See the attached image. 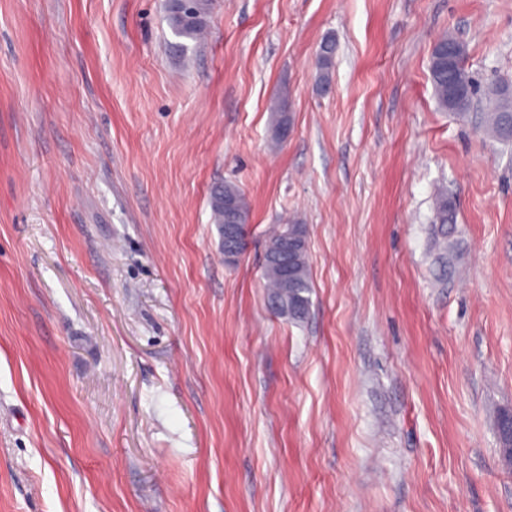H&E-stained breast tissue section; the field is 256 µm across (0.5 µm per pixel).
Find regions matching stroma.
Returning a JSON list of instances; mask_svg holds the SVG:
<instances>
[{
    "mask_svg": "<svg viewBox=\"0 0 512 512\" xmlns=\"http://www.w3.org/2000/svg\"><path fill=\"white\" fill-rule=\"evenodd\" d=\"M446 33L481 84L463 117L429 80ZM503 83L512 0H213L200 40L166 0H0V512H512ZM217 182L250 206L233 266ZM291 220L299 323L261 275ZM337 43L335 36H326L320 42L316 53V68L318 70L317 85L327 88L331 85V68L336 56ZM491 95L484 112V132L495 140L511 142L512 136L506 132L505 126L512 121V88L501 84L492 90ZM224 196L234 200V216L236 224H227L229 214L224 210ZM210 206L213 224L217 229L221 241L224 236V263H233L238 258L239 252V224H242L244 235L241 255L248 248V223L249 209L242 190L235 184L217 183L210 189ZM225 224V225H224ZM435 211L437 230L444 238H447L453 230L456 204L452 198L448 197L447 193L441 192L435 199ZM287 230L288 232L284 235L281 243L266 252L265 259L270 265L278 268L279 271L288 274V264L293 251V245L288 244V235L291 237L293 234H297L300 243L294 254L291 285L288 287L287 283L286 288H284L276 271L268 269L264 265H262V276L265 280V288L268 290V297L276 295L281 300L284 306L282 315L288 317L289 321L301 322L307 317L312 305V284L308 263L306 229L303 224L279 225L273 231L269 240L281 236Z\"/></svg>",
    "mask_w": 512,
    "mask_h": 512,
    "instance_id": "1",
    "label": "stroma"
}]
</instances>
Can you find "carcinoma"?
<instances>
[{
    "label": "carcinoma",
    "instance_id": "carcinoma-1",
    "mask_svg": "<svg viewBox=\"0 0 512 512\" xmlns=\"http://www.w3.org/2000/svg\"><path fill=\"white\" fill-rule=\"evenodd\" d=\"M212 0H167V15L173 33L178 37L195 40L206 29L211 12ZM442 45H453L458 48L461 58H466V45L456 38L444 34L434 45L429 72L436 100L439 106L449 112L464 115L474 107L475 96L479 86L476 79L465 66L460 65L454 70L455 91L457 98L453 99L448 93V68L438 59V49ZM336 37L327 36L320 42L316 53V68L318 70L317 85L327 88L331 85V68L336 56ZM489 105L484 112V132L491 138L511 142L505 126L512 122V86L501 84L491 92ZM234 200L235 223L242 225L243 235H248L249 209L242 190L235 184L217 183L210 189V206L212 221L217 224L219 236H224V224L228 223L229 214L224 210V198ZM437 230L443 237H448L453 230L456 204L446 193H439L435 199ZM299 236L300 243L296 248L293 260V280L289 287L283 283L272 269L262 268L265 288L268 295H276L284 306L283 315L293 322L303 321L312 305V284L308 263L307 234L302 224H284L271 234L277 238L283 233ZM497 433L501 447L510 449L501 453L507 460V467H512V412L503 411L497 419Z\"/></svg>",
    "mask_w": 512,
    "mask_h": 512
}]
</instances>
